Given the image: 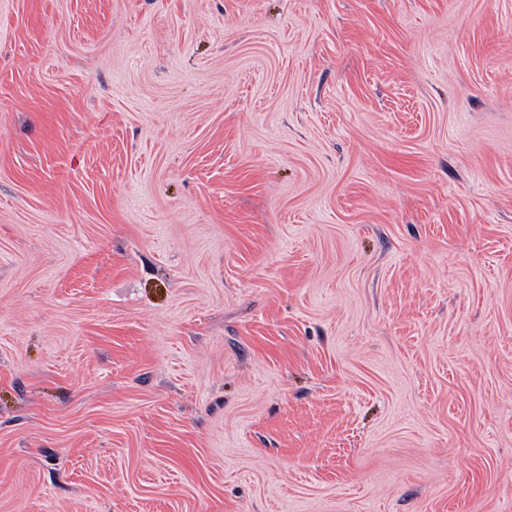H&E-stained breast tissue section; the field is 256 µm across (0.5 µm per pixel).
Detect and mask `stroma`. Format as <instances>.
<instances>
[{"label": "stroma", "mask_w": 512, "mask_h": 512, "mask_svg": "<svg viewBox=\"0 0 512 512\" xmlns=\"http://www.w3.org/2000/svg\"><path fill=\"white\" fill-rule=\"evenodd\" d=\"M0 512H512V0H0Z\"/></svg>", "instance_id": "stroma-1"}]
</instances>
